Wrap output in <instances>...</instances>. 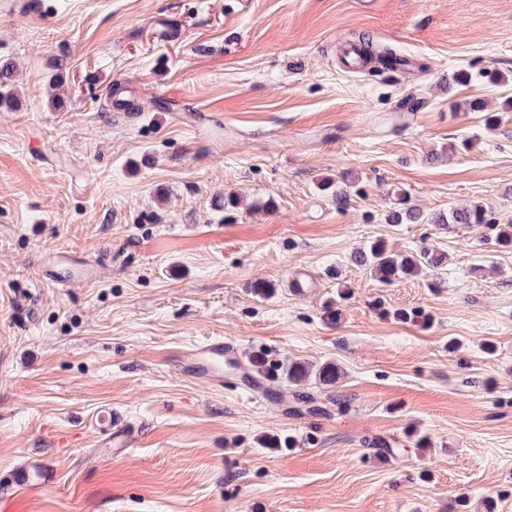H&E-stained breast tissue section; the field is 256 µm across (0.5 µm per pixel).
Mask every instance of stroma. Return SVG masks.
Wrapping results in <instances>:
<instances>
[{
  "instance_id": "35a3bbf8",
  "label": "stroma",
  "mask_w": 512,
  "mask_h": 512,
  "mask_svg": "<svg viewBox=\"0 0 512 512\" xmlns=\"http://www.w3.org/2000/svg\"><path fill=\"white\" fill-rule=\"evenodd\" d=\"M361 37L414 68L347 70ZM3 64L0 512H512V246L385 220H512V0H0ZM379 238L448 263L381 284ZM207 336L219 388L179 366ZM259 350L340 376L302 409L241 387ZM437 224H499V219L494 217L492 213L485 211L482 206L475 205L470 208L455 209L448 212V216H440L434 222Z\"/></svg>"
}]
</instances>
